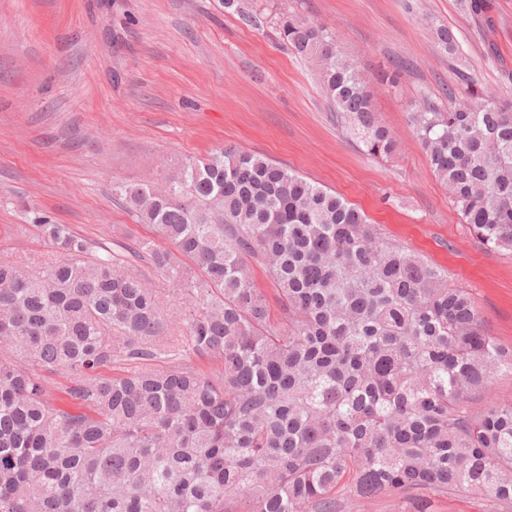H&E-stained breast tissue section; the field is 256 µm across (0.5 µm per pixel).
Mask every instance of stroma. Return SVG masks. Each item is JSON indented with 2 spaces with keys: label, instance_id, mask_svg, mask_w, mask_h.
Returning a JSON list of instances; mask_svg holds the SVG:
<instances>
[{
  "label": "stroma",
  "instance_id": "obj_1",
  "mask_svg": "<svg viewBox=\"0 0 512 512\" xmlns=\"http://www.w3.org/2000/svg\"><path fill=\"white\" fill-rule=\"evenodd\" d=\"M264 13L243 25L221 0H0V260L46 255L11 235L25 208L70 225L94 246L151 237L117 185L158 184L191 159L234 147L288 167L360 206L383 237L467 288L490 336L512 348V251L485 249L451 205L414 138L410 105L454 87L512 101V0H244ZM298 12L335 27L382 121L392 158L343 135L312 62L271 21ZM453 29L464 55L441 50ZM425 491L339 512H414ZM430 498V497H427ZM431 512H489L458 492Z\"/></svg>",
  "mask_w": 512,
  "mask_h": 512
}]
</instances>
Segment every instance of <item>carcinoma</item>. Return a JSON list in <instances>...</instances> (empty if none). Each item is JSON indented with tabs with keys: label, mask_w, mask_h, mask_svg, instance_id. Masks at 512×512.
<instances>
[{
	"label": "carcinoma",
	"mask_w": 512,
	"mask_h": 512,
	"mask_svg": "<svg viewBox=\"0 0 512 512\" xmlns=\"http://www.w3.org/2000/svg\"><path fill=\"white\" fill-rule=\"evenodd\" d=\"M247 26L262 19L224 0ZM315 63L342 132L374 157L396 140L329 26L275 18ZM438 45L459 52L445 25ZM428 95L409 121L448 200L489 250H512V104ZM120 195L155 238L126 246L174 284V312L111 252L42 211L53 254L0 262V512H338L340 498L425 489L512 504V378L471 293L385 239L344 197L255 154L191 159L165 186ZM266 266L280 316L254 286ZM180 322L184 359L159 358ZM67 383L55 394L45 374Z\"/></svg>",
	"instance_id": "cac0c4a2"
}]
</instances>
